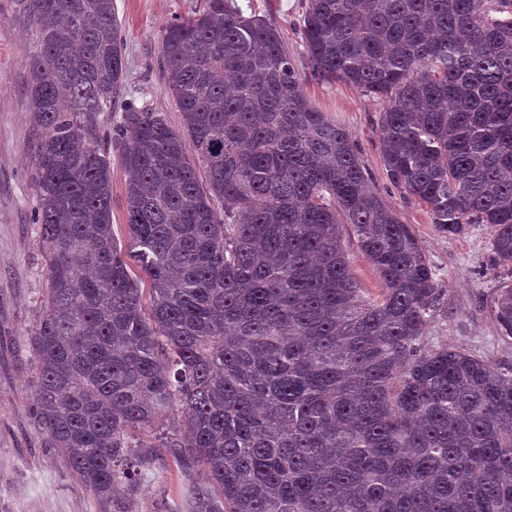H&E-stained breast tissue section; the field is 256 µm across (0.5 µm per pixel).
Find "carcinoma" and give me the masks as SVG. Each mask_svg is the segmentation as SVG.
I'll use <instances>...</instances> for the list:
<instances>
[{"label":"carcinoma","instance_id":"obj_1","mask_svg":"<svg viewBox=\"0 0 512 512\" xmlns=\"http://www.w3.org/2000/svg\"><path fill=\"white\" fill-rule=\"evenodd\" d=\"M21 2L48 268L30 388L84 487L137 496L147 433L187 480V512H512V369L425 344L440 297L426 255L279 31L233 0L169 23L176 129L123 96L114 0ZM302 30L312 77L384 103L391 184L442 234L487 225L512 264V0H306ZM494 313L512 337V284ZM125 185L126 174L116 153H112V224L117 238L124 244L125 237ZM343 246L348 255L351 271L364 290L366 297H377L382 288L381 280L370 262L360 251L349 226L343 228Z\"/></svg>","mask_w":512,"mask_h":512}]
</instances>
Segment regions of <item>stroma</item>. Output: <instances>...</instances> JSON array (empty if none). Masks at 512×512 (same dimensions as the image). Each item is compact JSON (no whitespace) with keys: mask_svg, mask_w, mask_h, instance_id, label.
I'll return each instance as SVG.
<instances>
[{"mask_svg":"<svg viewBox=\"0 0 512 512\" xmlns=\"http://www.w3.org/2000/svg\"><path fill=\"white\" fill-rule=\"evenodd\" d=\"M244 15L278 29L307 97L343 127L355 144L373 190L412 225L441 288L426 329L433 347L451 346L512 367V338L504 336L494 299L512 280V266L495 262L483 224L456 236L440 234L425 207L389 181L381 153L382 103L339 82L315 80L308 68L301 19L305 0H234ZM124 42L126 89L138 104L164 113L173 127L181 114L166 90L161 40L172 20L203 9L205 0H114ZM34 36L20 0H0V512H181L185 480L171 458L146 466L134 498L123 491L99 498L48 447L37 425L30 384L34 364L27 333L41 311L47 267L34 222L31 184L36 128L25 95Z\"/></svg>","mask_w":512,"mask_h":512,"instance_id":"1","label":"stroma"}]
</instances>
